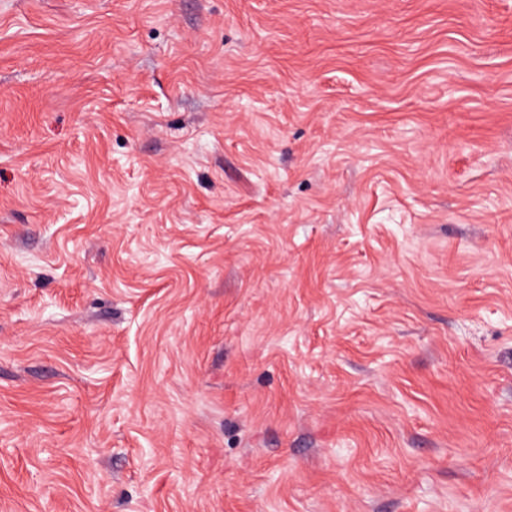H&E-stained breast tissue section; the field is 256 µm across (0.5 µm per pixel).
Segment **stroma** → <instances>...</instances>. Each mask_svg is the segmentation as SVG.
<instances>
[{"label": "stroma", "mask_w": 512, "mask_h": 512, "mask_svg": "<svg viewBox=\"0 0 512 512\" xmlns=\"http://www.w3.org/2000/svg\"><path fill=\"white\" fill-rule=\"evenodd\" d=\"M0 512H512V0H0Z\"/></svg>", "instance_id": "1"}]
</instances>
